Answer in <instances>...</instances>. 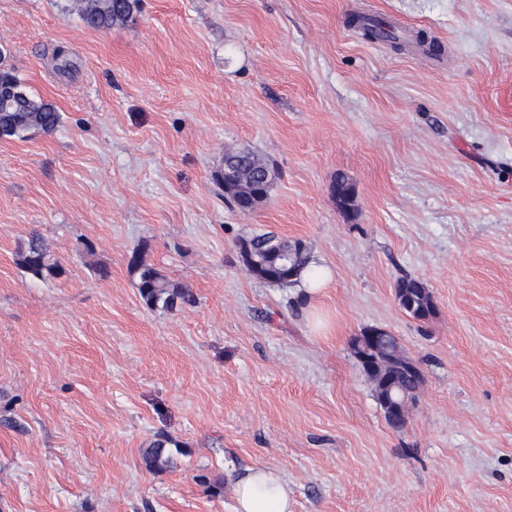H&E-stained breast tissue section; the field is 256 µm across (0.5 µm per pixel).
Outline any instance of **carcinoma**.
<instances>
[{"label": "carcinoma", "instance_id": "1", "mask_svg": "<svg viewBox=\"0 0 512 512\" xmlns=\"http://www.w3.org/2000/svg\"><path fill=\"white\" fill-rule=\"evenodd\" d=\"M76 9L84 24L94 30L106 32L116 25L132 19L138 10V0H77ZM60 123V113L40 97L26 92L19 96L0 98V137L23 138L32 130L46 133L54 131ZM237 189L227 196L238 203V196L249 192L271 171L270 164L249 150L238 154L235 162ZM352 186L343 175L336 180V202L341 209L350 206ZM252 261L247 270L261 280L277 278L276 287H287L300 282L302 273L310 264V256L299 241L258 235L249 239ZM16 265L27 275L39 280L59 278L65 273L60 263L51 257L43 237L33 232L15 252ZM130 269L136 274V288L141 299L150 308L172 311L179 303H190L193 295L186 288L172 283L159 269L145 263L138 255H132ZM396 299L401 308L416 319L426 318L432 309L429 288L419 279L403 277L396 283ZM423 382L419 367L401 373L396 379L397 391L411 393ZM166 436L159 435L143 450L145 469L156 472L169 462Z\"/></svg>", "mask_w": 512, "mask_h": 512}]
</instances>
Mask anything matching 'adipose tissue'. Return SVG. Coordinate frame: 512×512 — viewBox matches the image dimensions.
Segmentation results:
<instances>
[{
	"label": "adipose tissue",
	"mask_w": 512,
	"mask_h": 512,
	"mask_svg": "<svg viewBox=\"0 0 512 512\" xmlns=\"http://www.w3.org/2000/svg\"><path fill=\"white\" fill-rule=\"evenodd\" d=\"M234 486L235 512H293V492L272 469H247L236 478Z\"/></svg>",
	"instance_id": "adipose-tissue-1"
}]
</instances>
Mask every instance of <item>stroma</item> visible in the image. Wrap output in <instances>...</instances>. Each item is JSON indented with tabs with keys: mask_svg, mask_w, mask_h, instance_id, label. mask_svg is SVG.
I'll return each instance as SVG.
<instances>
[{
	"mask_svg": "<svg viewBox=\"0 0 512 512\" xmlns=\"http://www.w3.org/2000/svg\"><path fill=\"white\" fill-rule=\"evenodd\" d=\"M0 63L61 115L0 139V512H234L255 466L293 512H512V0H139L107 32L0 0ZM239 147L275 168L248 213L215 179ZM35 230L63 276L16 266ZM260 234L330 282L250 275ZM136 250L195 304L148 307ZM406 275L427 319L396 301ZM368 326L424 377L400 429L350 348ZM396 299L401 308L416 319H425L432 309L429 288L416 278L406 276L397 281ZM168 443H172V440L166 436L158 435L143 450L142 460L147 471L156 472L167 466L169 462Z\"/></svg>",
	"mask_w": 512,
	"mask_h": 512,
	"instance_id": "1",
	"label": "stroma"
}]
</instances>
